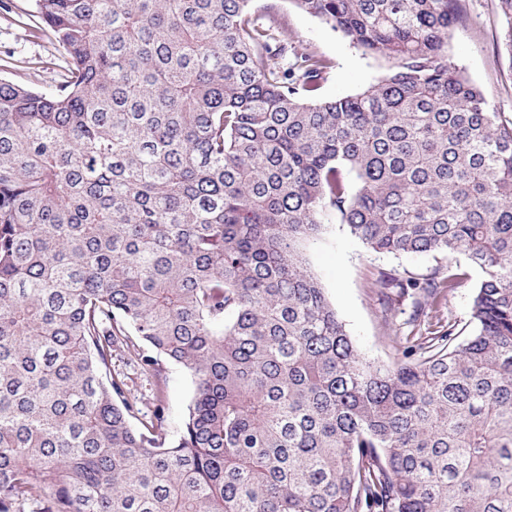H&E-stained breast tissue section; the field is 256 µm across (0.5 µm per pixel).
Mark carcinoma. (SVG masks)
Masks as SVG:
<instances>
[{"label":"carcinoma","instance_id":"carcinoma-1","mask_svg":"<svg viewBox=\"0 0 512 512\" xmlns=\"http://www.w3.org/2000/svg\"><path fill=\"white\" fill-rule=\"evenodd\" d=\"M291 2L379 82L321 97L273 3L36 0L66 68L0 79V512H512V120L448 64L462 0ZM329 217L466 255L472 333L453 269L381 277L410 330L365 360L301 251ZM137 357L133 352H126L112 360L113 366L117 371L127 373L132 381L129 383L132 388V394L139 399V404L146 411L152 407V384L145 376L138 373L136 366ZM166 367L168 381L167 388V414L170 423V431L175 434L180 430L187 405L189 404L194 383L189 371L179 365L163 361Z\"/></svg>","mask_w":512,"mask_h":512}]
</instances>
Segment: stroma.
<instances>
[{
	"mask_svg": "<svg viewBox=\"0 0 512 512\" xmlns=\"http://www.w3.org/2000/svg\"><path fill=\"white\" fill-rule=\"evenodd\" d=\"M285 39L322 53L335 62L321 88L326 98L360 92L376 84L389 67L383 57L365 55L340 33L297 9L292 0H277ZM466 19L448 32V61L465 70L485 93L491 111L512 117V65L499 35L503 18L496 0H464ZM35 0H0V78L42 90L56 84L65 65L55 40L36 33ZM302 251L362 356L377 366L392 364L398 339L371 283L379 274L423 278L435 269L453 268L465 280L448 297V315L460 336H469L470 307L481 278L466 256L454 254H388L370 250L349 234L346 226L329 220L323 233L305 242ZM167 414L171 431H179L194 383L189 371L167 364Z\"/></svg>",
	"mask_w": 512,
	"mask_h": 512,
	"instance_id": "1",
	"label": "stroma"
}]
</instances>
